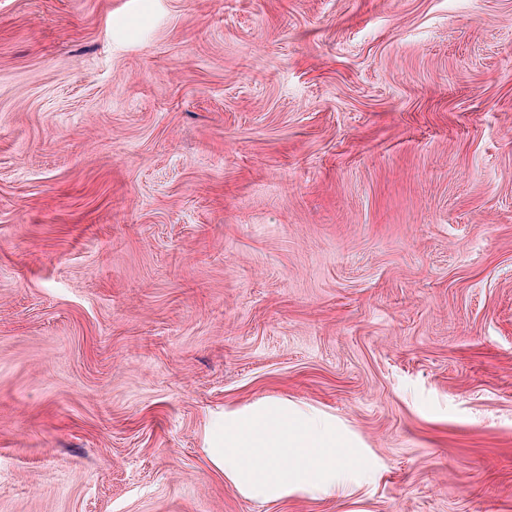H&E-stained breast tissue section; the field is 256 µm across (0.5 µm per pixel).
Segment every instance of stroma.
Returning <instances> with one entry per match:
<instances>
[{
	"label": "stroma",
	"mask_w": 512,
	"mask_h": 512,
	"mask_svg": "<svg viewBox=\"0 0 512 512\" xmlns=\"http://www.w3.org/2000/svg\"><path fill=\"white\" fill-rule=\"evenodd\" d=\"M0 512H512V0H0Z\"/></svg>",
	"instance_id": "35a3bbf8"
}]
</instances>
